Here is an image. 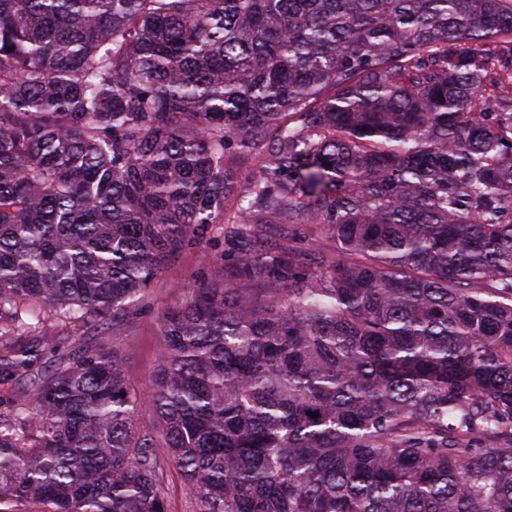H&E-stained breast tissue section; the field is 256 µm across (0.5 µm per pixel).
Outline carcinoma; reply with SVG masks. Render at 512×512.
I'll return each mask as SVG.
<instances>
[{"mask_svg": "<svg viewBox=\"0 0 512 512\" xmlns=\"http://www.w3.org/2000/svg\"><path fill=\"white\" fill-rule=\"evenodd\" d=\"M240 195L260 287L162 311L136 392L116 337ZM67 326L0 512H170V465L193 512H512V0H0L3 373ZM318 227L316 224L295 225L297 250L303 253L320 251L330 257L336 256V240L323 229L321 233Z\"/></svg>", "mask_w": 512, "mask_h": 512, "instance_id": "cac0c4a2", "label": "carcinoma"}]
</instances>
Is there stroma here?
I'll return each mask as SVG.
<instances>
[{
	"label": "stroma",
	"mask_w": 512,
	"mask_h": 512,
	"mask_svg": "<svg viewBox=\"0 0 512 512\" xmlns=\"http://www.w3.org/2000/svg\"><path fill=\"white\" fill-rule=\"evenodd\" d=\"M247 200H228L223 211L210 225L202 244L186 247L170 259L148 288L147 303L138 309L126 326L120 341L125 353V366L131 383L141 392L151 387L153 371L158 363L161 338L158 315L160 311L181 301L184 291L198 283L224 274V239L227 229L238 223Z\"/></svg>",
	"instance_id": "stroma-1"
}]
</instances>
